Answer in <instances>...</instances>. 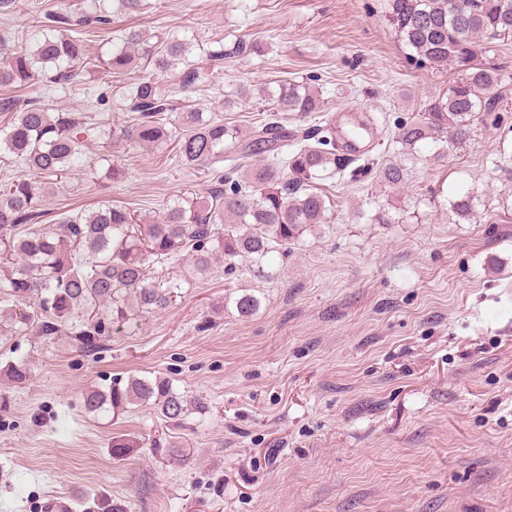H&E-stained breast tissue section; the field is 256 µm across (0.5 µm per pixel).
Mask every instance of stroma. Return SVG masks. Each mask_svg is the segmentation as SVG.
<instances>
[{
    "label": "stroma",
    "mask_w": 512,
    "mask_h": 512,
    "mask_svg": "<svg viewBox=\"0 0 512 512\" xmlns=\"http://www.w3.org/2000/svg\"><path fill=\"white\" fill-rule=\"evenodd\" d=\"M63 9L81 20L82 0H0V43L23 47ZM388 11V0H142L138 12L86 26L96 53L129 26L206 48L260 41L258 55L192 54L202 77L191 86L181 72L164 75L174 107L246 130L262 106L228 110L225 94L303 81L326 102L311 124L352 111L371 119L379 145L319 181L329 223L264 262L217 261L97 351L0 341V366L24 358L32 368L24 384L0 381L11 401L0 412V512H46L79 491L106 492L125 512H512V37L485 54L507 93L498 110L476 115L461 142L402 156L398 126L458 72L418 63ZM127 83L87 67L69 85L19 96L87 112L103 91L102 120L126 125ZM90 146L111 154L121 177L58 179L40 224L105 203L151 217L213 185L171 145ZM397 159L408 174L398 190L377 177ZM466 192L475 210L460 221L450 203ZM245 294L259 302L249 316L236 308ZM132 376L168 378L208 411L176 427L145 405L112 417L85 410L88 388ZM119 436L139 443L122 460L111 453Z\"/></svg>",
    "instance_id": "stroma-1"
}]
</instances>
